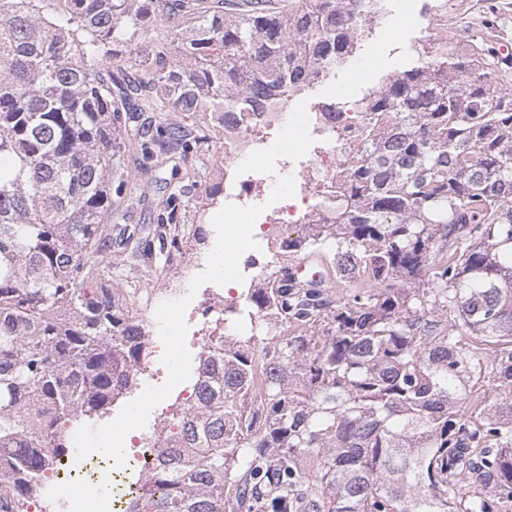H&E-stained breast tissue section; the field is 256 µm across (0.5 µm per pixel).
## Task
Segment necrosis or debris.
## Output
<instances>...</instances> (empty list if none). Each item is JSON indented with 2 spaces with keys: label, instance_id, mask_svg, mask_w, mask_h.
Segmentation results:
<instances>
[{
  "label": "necrosis or debris",
  "instance_id": "1",
  "mask_svg": "<svg viewBox=\"0 0 512 512\" xmlns=\"http://www.w3.org/2000/svg\"><path fill=\"white\" fill-rule=\"evenodd\" d=\"M490 22L475 0H441L426 17L423 42L436 47L454 33L489 27ZM295 103L288 97L267 99L258 112H228L224 115V201L249 206V184L273 190L272 175L238 173V166L256 150L265 149L270 138L277 136L288 121ZM360 102L351 97L329 99L309 110V133L317 148L310 159L308 172L294 181L298 194L265 210L257 219L268 235L279 234L289 224H313L317 210H306L309 199L322 198L337 172L349 158H364L369 143L365 120L359 119ZM228 307L223 289L209 296L203 313L190 310L185 314L188 326L185 344L196 349L216 342L227 330L223 315ZM126 463L116 466L113 460L94 453L84 460L64 456L49 474V490L25 505L26 512H119L120 495L127 488L128 477H145L155 459L154 453L131 441L125 448Z\"/></svg>",
  "mask_w": 512,
  "mask_h": 512
}]
</instances>
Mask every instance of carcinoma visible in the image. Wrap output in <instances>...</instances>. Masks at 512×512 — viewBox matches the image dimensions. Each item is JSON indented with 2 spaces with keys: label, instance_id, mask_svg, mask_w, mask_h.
Instances as JSON below:
<instances>
[{
  "label": "carcinoma",
  "instance_id": "obj_1",
  "mask_svg": "<svg viewBox=\"0 0 512 512\" xmlns=\"http://www.w3.org/2000/svg\"><path fill=\"white\" fill-rule=\"evenodd\" d=\"M361 25L359 0H0V512L135 385L149 336L110 273L169 260L186 191L220 193L186 113L309 87ZM511 78L470 37L377 89L326 223L280 245L319 284L247 290L252 335L199 353L158 498L125 512H512ZM159 159L182 171L160 222L112 230Z\"/></svg>",
  "mask_w": 512,
  "mask_h": 512
}]
</instances>
